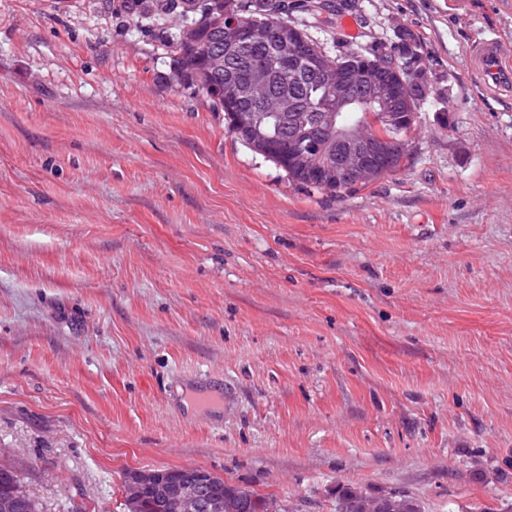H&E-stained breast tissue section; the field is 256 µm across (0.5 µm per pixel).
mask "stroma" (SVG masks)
<instances>
[{
  "mask_svg": "<svg viewBox=\"0 0 512 512\" xmlns=\"http://www.w3.org/2000/svg\"><path fill=\"white\" fill-rule=\"evenodd\" d=\"M349 2L288 20L333 57L408 27L437 92L399 170L333 195L172 81L174 19L0 0V465L42 512L181 468L282 512H512V96L469 57L512 0ZM189 393L187 394V400L191 407L190 414L194 410H210L216 403H218L219 387L214 385H198L190 383ZM336 512H417L409 500L393 493L385 497L370 498L352 488L340 491Z\"/></svg>",
  "mask_w": 512,
  "mask_h": 512,
  "instance_id": "obj_1",
  "label": "stroma"
}]
</instances>
